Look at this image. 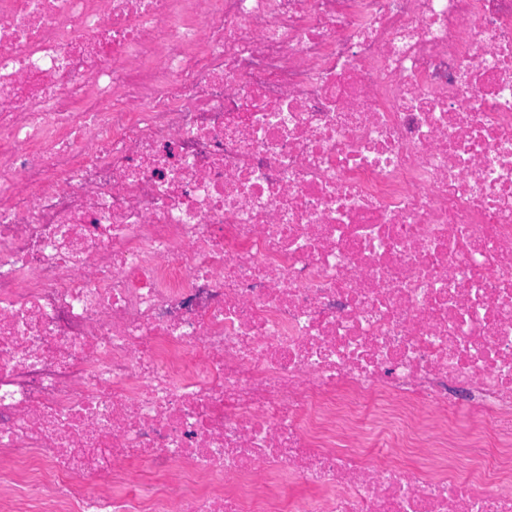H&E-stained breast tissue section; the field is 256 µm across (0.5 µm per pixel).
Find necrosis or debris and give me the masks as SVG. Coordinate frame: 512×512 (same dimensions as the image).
Returning a JSON list of instances; mask_svg holds the SVG:
<instances>
[{"instance_id":"necrosis-or-debris-1","label":"necrosis or debris","mask_w":512,"mask_h":512,"mask_svg":"<svg viewBox=\"0 0 512 512\" xmlns=\"http://www.w3.org/2000/svg\"><path fill=\"white\" fill-rule=\"evenodd\" d=\"M2 456L0 512H512V0H0Z\"/></svg>"}]
</instances>
